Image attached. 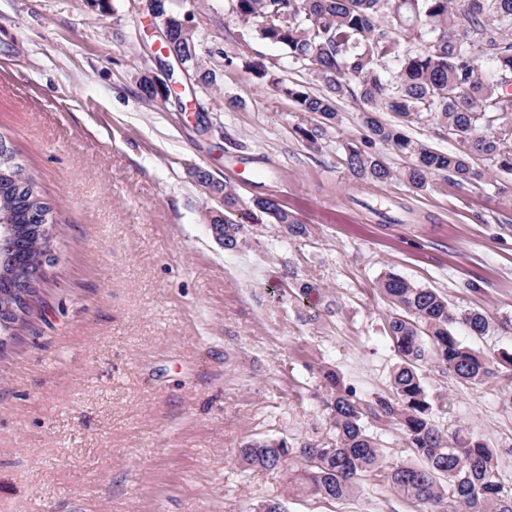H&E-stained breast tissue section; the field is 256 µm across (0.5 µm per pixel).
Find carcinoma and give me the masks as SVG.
<instances>
[{
	"mask_svg": "<svg viewBox=\"0 0 512 512\" xmlns=\"http://www.w3.org/2000/svg\"><path fill=\"white\" fill-rule=\"evenodd\" d=\"M229 11L240 38H259L285 49L290 61L306 70L321 91L288 85L260 62H251L256 77L292 100L316 123L298 129L311 144L338 123L336 103L352 98L366 105L369 135L346 143L351 174L385 183L396 174L376 146L392 147L413 158L402 177L423 189L435 175L461 188H481L487 174L473 166L484 157L499 173L512 174V0H231ZM176 51L194 67L201 87L216 85L215 71L198 53L199 37L167 16ZM384 109L396 116L382 121ZM448 131L458 148L443 152L414 141L406 127L425 119ZM0 158V211L23 226L20 267L42 263L49 244L39 225L54 221L53 208L33 175L9 149ZM202 192L209 187L224 197V248L235 249L247 223L280 224L291 237L307 227L274 199L257 196L243 206L234 186L192 171ZM392 304L385 333L398 359L389 394L366 398L330 369L322 370V403L335 431L334 446L252 440L240 448L247 468L295 467L297 494L341 502L361 492L364 480L383 471L380 436L369 422L397 429L417 462L395 465L385 479L390 487L417 502L425 512H512V486L499 471L496 452L473 433L459 428L448 434L440 424L445 404L432 397L424 364L435 363L462 384L487 386L500 364L493 352L464 342L456 329L485 336L492 321L479 310L458 311L442 293L417 286L387 272L380 281ZM16 304L21 325L30 306L20 303L12 282L0 275V308Z\"/></svg>",
	"mask_w": 512,
	"mask_h": 512,
	"instance_id": "cac0c4a2",
	"label": "carcinoma"
}]
</instances>
